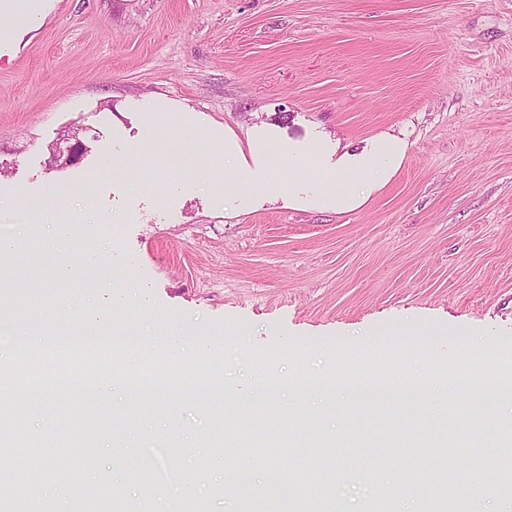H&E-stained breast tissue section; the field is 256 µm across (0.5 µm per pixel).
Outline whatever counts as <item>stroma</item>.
<instances>
[{"instance_id": "obj_1", "label": "stroma", "mask_w": 512, "mask_h": 512, "mask_svg": "<svg viewBox=\"0 0 512 512\" xmlns=\"http://www.w3.org/2000/svg\"><path fill=\"white\" fill-rule=\"evenodd\" d=\"M31 26L0 27V205L16 210L0 236L19 252L0 269V291L26 269L54 271L93 254V272L55 288L28 283L29 310L9 306L19 328L99 334L83 310L111 292L127 303L115 335L178 330L184 350L171 373L223 377L206 391L90 399L50 395L33 412L16 393L0 438L41 459L45 512H70L53 475L79 458L81 492L145 501L175 512L192 479L205 512H267L334 502L364 512L388 491L394 512L436 499L437 512H512L496 491L498 461L512 441V405L462 388L454 408L424 397L321 398L249 393L261 368L273 377L325 381L340 364L330 348L357 343L354 374L389 378L458 372L486 378L512 368V0H29ZM194 129L195 141L159 150L155 124ZM280 138L323 136L359 143L386 132L410 144L399 174L362 209L343 216L290 210L269 195L224 206V131L257 124ZM78 133L87 150L71 166L50 152ZM153 158L155 191L136 177L103 172L104 156ZM176 191H166L168 182ZM59 197L46 202L48 188ZM96 213L56 256L40 239L60 212H76V189ZM26 282V281H25ZM409 336L399 337L400 328ZM210 336L206 358L192 350ZM79 427L82 449L59 454L56 437ZM211 449L208 466L164 448ZM265 447L287 458L276 477L255 468L244 484L217 482L223 448ZM472 495L435 494L426 478L443 448ZM415 458L410 491L399 469L382 486L367 477L379 454ZM338 467L326 468L323 451ZM142 469L147 480L127 475Z\"/></svg>"}]
</instances>
